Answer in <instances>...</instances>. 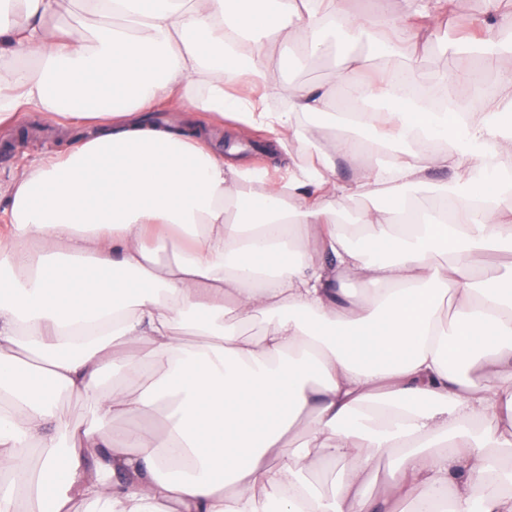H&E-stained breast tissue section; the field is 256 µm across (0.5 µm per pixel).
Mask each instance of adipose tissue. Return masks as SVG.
<instances>
[{
  "label": "adipose tissue",
  "instance_id": "ef3b65f1",
  "mask_svg": "<svg viewBox=\"0 0 512 512\" xmlns=\"http://www.w3.org/2000/svg\"><path fill=\"white\" fill-rule=\"evenodd\" d=\"M82 3L98 23L80 35L49 25L62 0H0V125L38 112L96 130L0 193V512L19 494L38 512H72L78 499L94 512H512V463L491 454L512 447V265L473 274L484 252H512V208L499 203L512 196V45L475 53L460 38L475 59L462 114L411 93L398 51L448 0H403L395 17L378 2L374 35L337 0ZM331 28L354 45L374 38L384 77L357 83L368 58L344 56L336 87L299 89L284 112L225 90L229 72L276 89L272 43L320 53ZM32 58L33 74L20 66ZM483 61L500 65L497 83ZM173 96L260 125L284 150L302 140L299 116L336 102L345 125L378 126L392 154L337 181L334 156L361 148L339 134L279 182L224 159L201 131L147 124ZM443 169L463 183L411 206L407 193ZM373 195L385 203L351 212ZM351 213L369 229L363 242L341 228ZM170 226L191 246L163 263ZM437 252L451 262L434 265ZM349 277L361 294L342 288ZM258 313L275 318L261 336L225 326ZM156 364L150 392L102 383L110 368ZM64 396L92 398L102 420L143 418L163 399L169 410L161 433L109 439L63 419ZM489 416L498 430L482 428ZM387 451L396 473L367 494L370 462ZM314 456L351 464L333 495L307 477Z\"/></svg>",
  "mask_w": 512,
  "mask_h": 512
}]
</instances>
